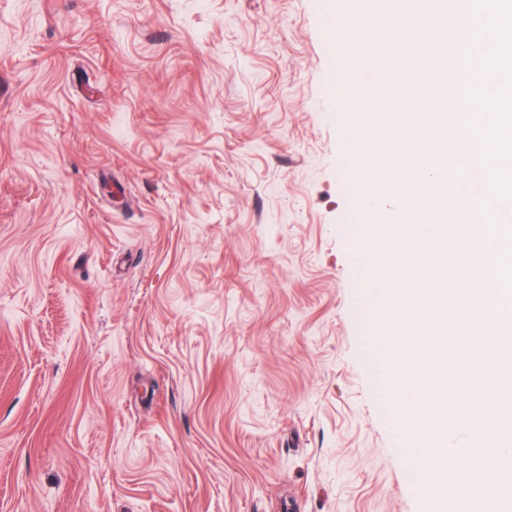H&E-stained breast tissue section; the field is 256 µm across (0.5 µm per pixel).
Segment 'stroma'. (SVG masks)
I'll list each match as a JSON object with an SVG mask.
<instances>
[{"label":"stroma","instance_id":"35a3bbf8","mask_svg":"<svg viewBox=\"0 0 512 512\" xmlns=\"http://www.w3.org/2000/svg\"><path fill=\"white\" fill-rule=\"evenodd\" d=\"M341 5L0 0V512H425Z\"/></svg>","mask_w":512,"mask_h":512}]
</instances>
